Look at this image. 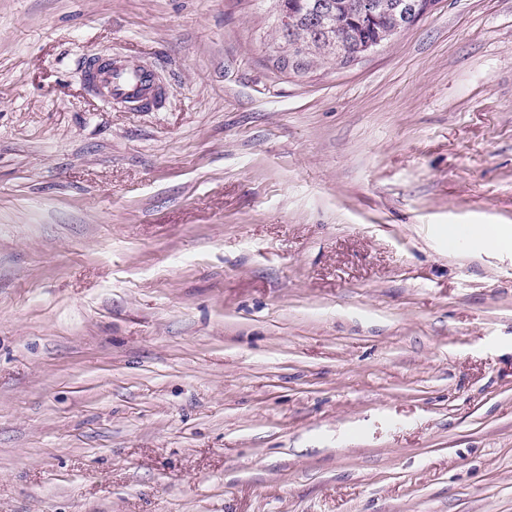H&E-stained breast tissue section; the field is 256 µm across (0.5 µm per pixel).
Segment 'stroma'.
I'll list each match as a JSON object with an SVG mask.
<instances>
[{
  "label": "stroma",
  "mask_w": 512,
  "mask_h": 512,
  "mask_svg": "<svg viewBox=\"0 0 512 512\" xmlns=\"http://www.w3.org/2000/svg\"><path fill=\"white\" fill-rule=\"evenodd\" d=\"M274 47L270 0H0V512H512V251L448 240L512 226V0ZM93 76L94 80L105 83L109 97L121 104L150 102L160 91L151 69L112 62V59L105 60Z\"/></svg>",
  "instance_id": "obj_1"
}]
</instances>
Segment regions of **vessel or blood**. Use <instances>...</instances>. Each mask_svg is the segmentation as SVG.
<instances>
[{
	"label": "vessel or blood",
	"mask_w": 512,
	"mask_h": 512,
	"mask_svg": "<svg viewBox=\"0 0 512 512\" xmlns=\"http://www.w3.org/2000/svg\"><path fill=\"white\" fill-rule=\"evenodd\" d=\"M95 80L105 83L109 96L121 104L153 101L159 91L154 72L124 62L105 60L93 73Z\"/></svg>",
	"instance_id": "obj_1"
}]
</instances>
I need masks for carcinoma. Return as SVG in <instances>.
Instances as JSON below:
<instances>
[{
    "label": "carcinoma",
    "mask_w": 512,
    "mask_h": 512,
    "mask_svg": "<svg viewBox=\"0 0 512 512\" xmlns=\"http://www.w3.org/2000/svg\"><path fill=\"white\" fill-rule=\"evenodd\" d=\"M378 2L383 13L368 24L358 0H272L281 67L299 73L316 63L347 66L358 52V39L384 34L406 0Z\"/></svg>",
    "instance_id": "cac0c4a2"
}]
</instances>
